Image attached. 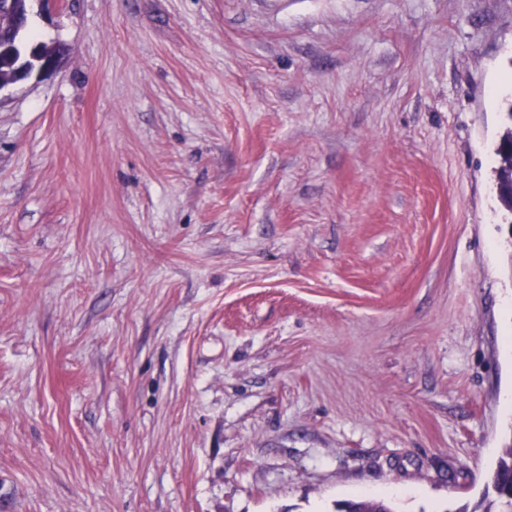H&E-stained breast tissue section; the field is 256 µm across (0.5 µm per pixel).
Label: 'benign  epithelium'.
Instances as JSON below:
<instances>
[{
	"instance_id": "7a95c632",
	"label": "benign epithelium",
	"mask_w": 512,
	"mask_h": 512,
	"mask_svg": "<svg viewBox=\"0 0 512 512\" xmlns=\"http://www.w3.org/2000/svg\"><path fill=\"white\" fill-rule=\"evenodd\" d=\"M31 0H0V58L6 74L0 76V91L31 78L53 72L58 65L56 51L46 45H29L21 34L27 27Z\"/></svg>"
}]
</instances>
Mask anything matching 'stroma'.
Segmentation results:
<instances>
[{"mask_svg": "<svg viewBox=\"0 0 512 512\" xmlns=\"http://www.w3.org/2000/svg\"><path fill=\"white\" fill-rule=\"evenodd\" d=\"M0 90V512H474L512 441V0H34ZM33 0L0 1V59L3 57L6 74L0 75V90L36 80L53 72L58 65V55L49 45H29L21 34L27 27L30 2ZM10 35L4 36L3 32ZM508 101V123L502 134L499 136L495 148V154L498 160V167L495 169V188L498 200L502 207L512 213V154L504 153L501 148L503 145L512 143V91L507 95Z\"/></svg>", "mask_w": 512, "mask_h": 512, "instance_id": "stroma-1", "label": "stroma"}]
</instances>
